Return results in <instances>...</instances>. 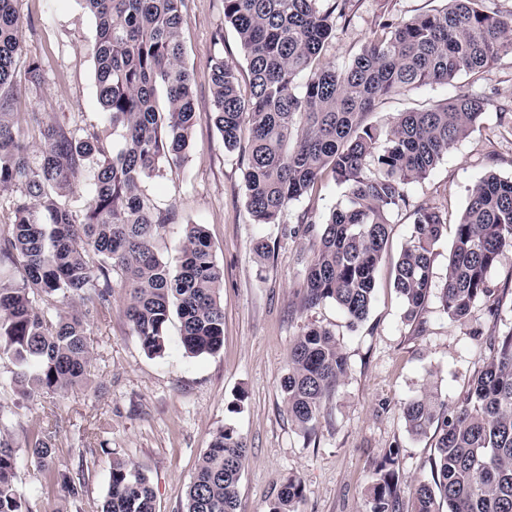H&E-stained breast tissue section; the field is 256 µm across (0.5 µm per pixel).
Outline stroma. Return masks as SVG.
Segmentation results:
<instances>
[{
    "label": "stroma",
    "instance_id": "35a3bbf8",
    "mask_svg": "<svg viewBox=\"0 0 512 512\" xmlns=\"http://www.w3.org/2000/svg\"><path fill=\"white\" fill-rule=\"evenodd\" d=\"M439 0H349L347 17L336 22L326 62H348L385 19L406 20L438 7ZM26 23L28 55L42 59L47 78L40 91L21 88L17 108L98 130L105 147L116 146L111 124L96 96L94 61L88 50L95 23L78 0H17ZM183 63L193 77L195 123L192 146L179 163L162 165L143 193L171 221L155 243L158 255L178 266L186 225H204L224 271L220 302L224 343L213 354L193 356L180 343V320L171 316L163 356H149L132 333L115 290L112 311L91 319L88 335L94 369L88 384L31 401L5 386L11 364L0 358V406L13 413L8 429L15 442L25 432L55 420L51 438L61 468L80 471V506L99 512L113 457L142 470L154 491L156 512H183L187 487L200 457L222 428L246 441L248 458L238 488L239 512H267L288 477L304 486L296 512H370L368 483L384 449L400 450L399 494L410 500L430 474L435 439L411 436L401 406L429 390L448 405L461 403L475 371L490 354V340L512 325V255L491 273L499 318L484 302L457 322L429 297L410 319L394 281L395 262L408 241L414 207L435 208L448 222L434 246V285H441L455 226L472 185L488 171L512 176V56L455 84L433 83L383 100L367 122L388 124L398 113L469 93L489 97L481 122L456 142L428 178L406 188L408 204L390 217V238L376 276V301L368 317L350 326L335 304L305 303L301 283L319 240V224H302L337 207L344 192L325 179L289 205L279 223H253L246 209L244 149L224 148L214 124L211 65L216 55L236 64L241 85L249 76L243 51L224 25V0H185ZM223 43H216V33ZM264 239L270 254L257 261L252 247ZM329 330L348 364L345 378L327 398L312 433L290 418L281 382L290 348L307 326ZM93 449L79 465L80 449ZM18 486L32 512H67L61 484L20 459Z\"/></svg>",
    "mask_w": 512,
    "mask_h": 512
}]
</instances>
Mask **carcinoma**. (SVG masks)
<instances>
[{
	"label": "carcinoma",
	"instance_id": "1",
	"mask_svg": "<svg viewBox=\"0 0 512 512\" xmlns=\"http://www.w3.org/2000/svg\"><path fill=\"white\" fill-rule=\"evenodd\" d=\"M95 22L90 45L98 102L119 147L108 153L90 128L14 111L16 69L37 91L46 80L41 59L27 55L15 0H0V191H12L11 216L0 223V356L11 360L10 384L24 398L86 382L92 352L87 325L124 292V314L147 354L166 349L171 311L180 342L194 356L224 340L220 302L223 270L201 224L187 225L181 261L173 269L153 240L170 221L155 212L142 186L161 163H176L191 146L194 99L181 64L184 0H77ZM446 0L408 20H386L379 33L342 65L323 62L346 16L347 0H224V25L240 42L249 73L241 93L237 69L218 54L211 67L214 122L224 149L248 131L247 211L255 224L276 223L324 174L345 187L344 201L325 219L306 268L309 306L331 302L351 322L367 318L376 274L389 238L390 213L406 204L405 185L426 179L485 111L481 97L458 94L444 103L401 112L386 127L365 122L391 95L428 83L451 84L504 55L512 56V14ZM37 134L38 155L19 122ZM92 191L81 210L66 194L84 171ZM440 211L420 206L394 268V288L415 317L433 290V249L443 233ZM512 252V178L492 171L477 180L456 224L454 246L437 299L453 320L494 296L489 275ZM450 409L427 392L403 402L407 431L434 433L431 480L403 507L398 494L400 449H386L372 474L370 512H512V328ZM347 373L333 334L307 327L289 353L283 380L288 413L307 429L321 416L330 390ZM47 430L25 437L27 460L55 471ZM20 448L0 433V512H32L17 482ZM248 456L244 438L221 429L187 487L184 512H237ZM301 481L290 479L269 512H295ZM101 512H155L147 477L122 458L112 460Z\"/></svg>",
	"mask_w": 512,
	"mask_h": 512
}]
</instances>
